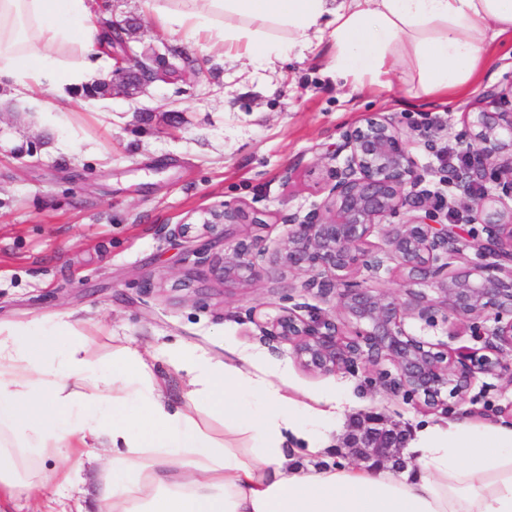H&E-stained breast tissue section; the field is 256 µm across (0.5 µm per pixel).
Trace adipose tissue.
I'll use <instances>...</instances> for the list:
<instances>
[{
    "instance_id": "1",
    "label": "adipose tissue",
    "mask_w": 512,
    "mask_h": 512,
    "mask_svg": "<svg viewBox=\"0 0 512 512\" xmlns=\"http://www.w3.org/2000/svg\"><path fill=\"white\" fill-rule=\"evenodd\" d=\"M164 29L262 65L331 30L326 70L383 85L399 60L421 91L450 98L478 82L487 49L512 42V0H145ZM88 0H0V86L50 87L71 102L103 78L97 63L65 64L60 50L99 55L103 33ZM278 27L284 39L269 35ZM91 338L65 317L0 323V504L71 483L64 463L111 451L101 485L108 512H512V426L460 421L415 431L406 469L346 462L318 469L343 421L339 393L287 392V368L264 350L233 362L167 346L163 362L187 379L180 402L134 349L89 358ZM247 447H239V438ZM53 457L60 468L46 469Z\"/></svg>"
}]
</instances>
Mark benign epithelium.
I'll return each mask as SVG.
<instances>
[{
	"label": "benign epithelium",
	"mask_w": 512,
	"mask_h": 512,
	"mask_svg": "<svg viewBox=\"0 0 512 512\" xmlns=\"http://www.w3.org/2000/svg\"><path fill=\"white\" fill-rule=\"evenodd\" d=\"M130 24L112 21L115 68L109 76L113 94L132 96L158 81V74L174 66L158 61L153 46L131 54L126 35ZM473 131L462 141L461 165L449 184L453 188L448 211L463 207L470 224L483 234H463L442 218L443 208L423 187L409 152L407 137L394 118L374 116L341 135L343 165L330 171L327 195L308 210L280 216L291 226L272 262L309 274L301 288L334 299L332 313L306 317L297 307L282 306L261 327L268 343L292 346L298 364L317 374H334L361 363L376 369L387 361L395 374L378 372L380 383L423 399L425 405L446 408L447 397L463 400L475 371L495 373L501 363L485 355L472 362L462 353H450L405 333L402 318L411 313L428 323L444 309L465 322L493 318L490 352L512 347V110L475 113ZM495 191L485 189L486 181ZM412 213L392 224L384 235V251L397 262L410 284L440 292L437 298L410 293L399 302L387 293L364 285L357 275L378 272L383 261L374 255L369 236L373 229L402 211ZM261 220L244 204L226 203L207 210L193 224H177L168 235L204 239L199 255L211 274L227 285L247 289L260 277L255 258L264 253L259 241L236 232ZM221 253H212L216 247ZM467 252L487 261L462 274H448L446 259ZM406 433L373 417L352 426L345 448L356 458L407 467L403 450Z\"/></svg>",
	"instance_id": "benign-epithelium-1"
}]
</instances>
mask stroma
<instances>
[{
  "mask_svg": "<svg viewBox=\"0 0 512 512\" xmlns=\"http://www.w3.org/2000/svg\"><path fill=\"white\" fill-rule=\"evenodd\" d=\"M109 2L113 19L133 24V51L153 45L181 67V78L53 112L34 111L24 94L0 89V321L75 314L93 339L95 360L121 346L151 351L164 344L224 360L230 349L262 346L257 324L285 300L305 315L331 311V302L301 289L305 272H281L264 256L256 259L262 277L253 288H225L200 262L195 243L166 239L160 227L245 202L261 219L247 233L267 248L280 246L289 228L275 214L320 203L330 170L343 163L342 131L375 114L395 117L419 170L447 193L443 181L460 164L467 113L480 111L489 91H512L507 45L495 50L476 86L444 104L416 99L419 76L410 62L392 73L390 89L354 91L325 71L329 41L261 67L163 29L143 0ZM147 280L153 289H143ZM492 326L403 318L410 336L478 356ZM265 349L271 362L287 364L293 391L338 390L353 419L374 412L410 431L451 416L484 428L500 424L499 409L512 404L504 374H477L464 400L430 410L381 386L371 368L322 376L299 367L289 344ZM99 487L97 465L87 464L65 495L43 491L39 507L102 512Z\"/></svg>",
  "mask_w": 512,
  "mask_h": 512,
  "instance_id": "1",
  "label": "stroma"
}]
</instances>
